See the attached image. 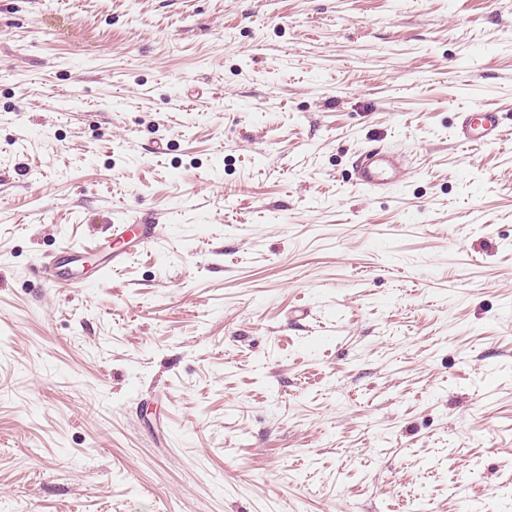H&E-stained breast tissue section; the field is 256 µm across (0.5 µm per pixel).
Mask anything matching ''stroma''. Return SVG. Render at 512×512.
<instances>
[{
	"mask_svg": "<svg viewBox=\"0 0 512 512\" xmlns=\"http://www.w3.org/2000/svg\"><path fill=\"white\" fill-rule=\"evenodd\" d=\"M512 0H0V512H512ZM404 183L367 193L366 146ZM90 289L36 267L125 215ZM503 112L484 108L459 112L456 126L458 140L467 145H490L505 140L511 132ZM158 224L148 223L138 214H129L124 224H114L107 238L99 239L92 247L103 245L106 252L105 264L99 266L96 274L86 272L84 268V246H66L59 254L40 260V272L44 281L52 286H73L76 288H93L105 270L122 266L133 252L128 248L133 238L140 244L152 241L157 233Z\"/></svg>",
	"mask_w": 512,
	"mask_h": 512,
	"instance_id": "obj_1",
	"label": "stroma"
}]
</instances>
